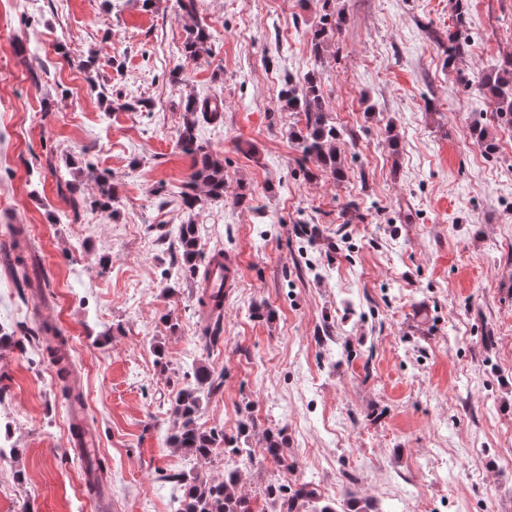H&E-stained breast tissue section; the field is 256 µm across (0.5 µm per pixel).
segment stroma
I'll return each instance as SVG.
<instances>
[{"instance_id": "obj_1", "label": "stroma", "mask_w": 512, "mask_h": 512, "mask_svg": "<svg viewBox=\"0 0 512 512\" xmlns=\"http://www.w3.org/2000/svg\"><path fill=\"white\" fill-rule=\"evenodd\" d=\"M336 6L346 23L317 59L319 0H196L192 14L177 0H0V256L10 225H26L49 275L21 298L0 264L13 337L0 348V512H171L172 473L231 468L254 512H271V483L378 512H512V127L479 87L512 55V0ZM459 21L469 46L450 67L437 41ZM198 22L212 52L193 58ZM310 71L330 121L357 134L340 179L307 175L290 137L301 120L278 99ZM190 95L224 101L198 141L223 160L225 192L186 211L168 194L192 171L177 144ZM90 166L116 188L111 210L84 205ZM187 222L198 264L220 252L236 269L208 345L201 279L172 264ZM43 323L67 341L81 424L111 467L98 498L55 367L27 336ZM201 362L222 383L198 424L234 450L198 461L169 437L171 401ZM268 429L287 467L265 459ZM184 50L193 57L211 52L210 33L206 25L197 23L188 30Z\"/></svg>"}]
</instances>
